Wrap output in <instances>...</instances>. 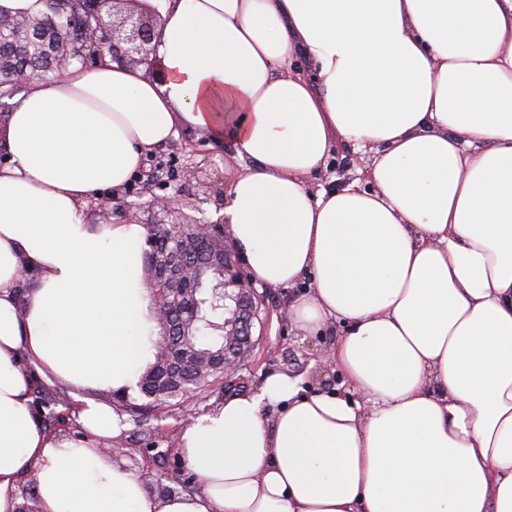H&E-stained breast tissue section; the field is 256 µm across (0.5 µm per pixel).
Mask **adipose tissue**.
Instances as JSON below:
<instances>
[{"label":"adipose tissue","mask_w":512,"mask_h":512,"mask_svg":"<svg viewBox=\"0 0 512 512\" xmlns=\"http://www.w3.org/2000/svg\"><path fill=\"white\" fill-rule=\"evenodd\" d=\"M164 81L111 60L0 114V512H512V0H152ZM251 161L225 195L288 319L342 322L344 391L266 375L198 413L159 493L101 453L91 398L41 426L32 381L132 390L152 358L146 230L90 224L178 124ZM364 184L314 189L338 144ZM32 273L22 286V268Z\"/></svg>","instance_id":"obj_1"}]
</instances>
